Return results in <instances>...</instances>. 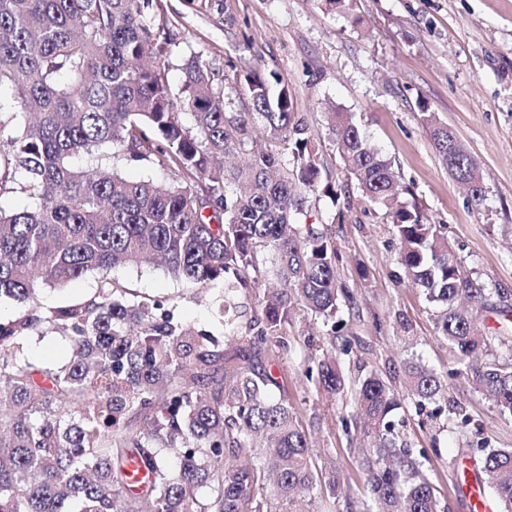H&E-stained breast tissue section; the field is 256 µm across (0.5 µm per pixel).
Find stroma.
<instances>
[{"mask_svg":"<svg viewBox=\"0 0 512 512\" xmlns=\"http://www.w3.org/2000/svg\"><path fill=\"white\" fill-rule=\"evenodd\" d=\"M162 5L165 34L174 44L171 82L182 79L188 58L201 56L225 111L237 113L250 109L237 75L248 69L276 72L295 112L317 132L322 167L342 185L347 176L329 114L354 113L427 220L447 225L469 276L512 303V0H353L347 12L326 0H221L207 10L190 0ZM424 106L476 161L482 202L449 176L419 119ZM344 213L343 223L335 224L337 270L355 305L341 310L332 336L320 321L298 312L291 333L301 348L278 364L319 472L349 489L330 502V512L358 508L364 497L360 451L371 439L362 429L342 426L341 415L354 409L348 396L337 395L329 404L302 381L307 356L351 340L353 354L341 363L347 384L375 373L399 394L408 361L441 375L453 366L448 344L435 329V307L396 260L390 224L355 192ZM110 276L139 299H168L182 320L223 338L224 318L201 302L197 285L147 264L119 267ZM99 288V275L91 273L66 286L42 287L35 304L41 312L80 304L94 299ZM19 350L48 366L71 357L68 341L49 326L21 340ZM438 404L441 414L426 422L404 401L397 413L405 421L400 432L447 512H469L450 460L460 448H512V417L460 377L449 380Z\"/></svg>","mask_w":512,"mask_h":512,"instance_id":"obj_1","label":"stroma"}]
</instances>
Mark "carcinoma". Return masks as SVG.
<instances>
[{"label": "carcinoma", "instance_id": "1", "mask_svg": "<svg viewBox=\"0 0 512 512\" xmlns=\"http://www.w3.org/2000/svg\"><path fill=\"white\" fill-rule=\"evenodd\" d=\"M165 26L160 0H0V89L10 88L14 102L9 116L0 111V142L9 146L0 150V199L19 192L36 203H0V299L27 302L41 286L102 274L93 301L0 322V348L47 323L72 348L57 367L21 355L0 361L8 396L0 402V512H70L73 501L77 512H312L304 492L322 485L297 405L273 397L284 382L272 366L291 350L295 310L334 329L341 306L353 305L331 225L308 221L311 199L337 206L342 188L322 173L316 133L275 72H247L251 111L229 115L202 61L189 60L182 82L169 84ZM184 108L193 133L182 125ZM330 116L350 181L391 224L406 277L440 307L435 326L452 352L450 375L512 416V308L493 301L499 289L464 276L445 226L407 200L411 189L354 116ZM421 121L449 173L481 200L468 152L425 108ZM257 122L276 149L226 168L220 159L244 149ZM104 149L172 180L70 164ZM149 260L202 287L224 284V345L107 277ZM243 293L258 303L244 324ZM464 299L501 317L502 335L481 330ZM339 353L351 355V342L308 358L302 376L316 392L344 391ZM441 390L434 371L407 368L409 398L433 401ZM352 395L379 440L363 462V512H444L400 441L402 399L375 375ZM132 456L151 476L140 491L124 471ZM476 462L500 512H512V448Z\"/></svg>", "mask_w": 512, "mask_h": 512}]
</instances>
